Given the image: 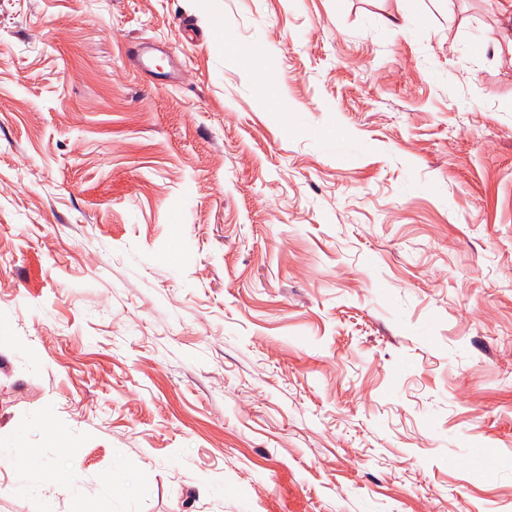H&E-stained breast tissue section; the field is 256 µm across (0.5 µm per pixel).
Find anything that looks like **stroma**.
<instances>
[{"label": "stroma", "instance_id": "stroma-1", "mask_svg": "<svg viewBox=\"0 0 512 512\" xmlns=\"http://www.w3.org/2000/svg\"><path fill=\"white\" fill-rule=\"evenodd\" d=\"M221 24L0 0V512H512V0Z\"/></svg>", "mask_w": 512, "mask_h": 512}]
</instances>
